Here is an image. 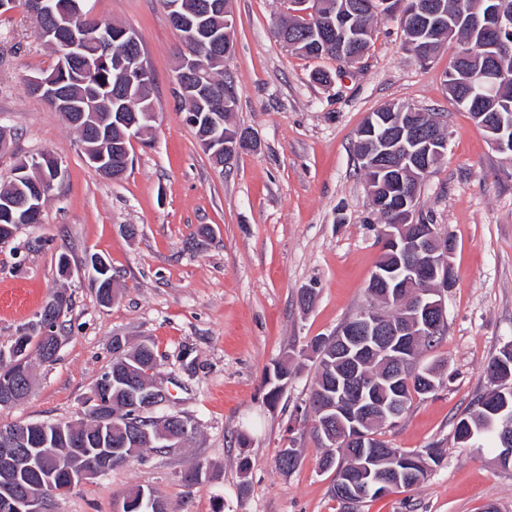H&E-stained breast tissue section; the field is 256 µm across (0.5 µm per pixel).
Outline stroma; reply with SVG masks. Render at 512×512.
<instances>
[{
    "instance_id": "1",
    "label": "stroma",
    "mask_w": 512,
    "mask_h": 512,
    "mask_svg": "<svg viewBox=\"0 0 512 512\" xmlns=\"http://www.w3.org/2000/svg\"><path fill=\"white\" fill-rule=\"evenodd\" d=\"M234 48L232 121L257 135L227 168L212 164L175 97L182 51L162 0H90L96 18L137 33L154 74L152 126L130 148L123 179L86 162L61 114L27 93L26 77L50 70L54 51L37 33L24 0L0 11V177L21 158L51 153L63 177L42 221L21 226L0 248V347L34 320L54 292L71 297L53 362H34L20 404L0 407V426L25 420L77 421L112 363V340L151 339L169 390L165 413L190 417L195 437L144 450L125 465L55 499L53 512H113L133 486L153 489L168 512H341L335 474L299 412L315 376L304 352L371 301L367 286L381 255L379 225L359 170L357 131L369 112L409 104L448 116L444 157L430 170L418 211L452 236L455 285L445 298L447 331L420 363L437 369L438 390L413 398L381 438L408 452L440 449L419 485L363 503L359 512H512V467L497 449L457 443L454 429L489 387L488 361L512 344V161L450 97L443 74L455 45L422 63L407 50L399 14L379 17L363 58L350 67L305 57L280 44L273 22L285 0H229ZM330 73L320 84L315 71ZM208 225L209 237L199 228ZM108 259L117 297L102 305L85 262ZM67 255L72 274L58 272ZM314 291L310 307L299 304ZM287 360L292 377L276 405L264 377ZM296 444L297 467L282 472L280 449ZM252 469L241 476L239 457ZM194 461L209 477L186 487Z\"/></svg>"
}]
</instances>
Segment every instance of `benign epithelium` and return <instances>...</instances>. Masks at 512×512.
I'll return each mask as SVG.
<instances>
[{"mask_svg":"<svg viewBox=\"0 0 512 512\" xmlns=\"http://www.w3.org/2000/svg\"><path fill=\"white\" fill-rule=\"evenodd\" d=\"M492 2L494 6L485 14L472 19L474 27L493 41V44L484 47L485 53L481 55L486 76L485 84L470 91L471 95L480 100L494 93L499 77V58L493 50L497 48V43L501 42L504 34L512 33V0ZM288 4V14L293 17L307 18L311 14H318L317 0H288ZM28 8L35 14L57 12L65 27L69 26L76 11H83L87 19H92V11L87 8L85 0L82 6L76 8L66 0L56 5L50 0H28ZM166 10L175 30L214 52L219 49L224 39L232 38L235 19L227 8L224 9V32L220 34L182 14L175 3H168ZM414 15L420 19V29L426 38H431L436 29V26L431 24V19L440 15V11L429 0H424L415 8ZM112 34L126 39L131 48L123 63L122 81L118 91L112 94V103L99 107L104 117L99 120L98 131L104 132V126L109 123L120 132V138L114 144V151L117 152L121 148L128 149V143L138 138L148 123L154 119V112L152 105L145 104L141 108V116L130 119L119 106L123 92L134 87L142 89L149 85L150 72L141 61V55L136 52L138 37L135 32L121 27L113 29ZM83 52V42L75 37L61 42L58 55L67 57L71 62L80 61L84 69L91 71L94 65ZM474 57L475 49L472 48V43L460 42L456 47V58L451 65L460 72ZM29 82L35 95L60 98L63 100V106L74 112L75 116L81 120L85 118V107L67 98L65 90L61 89V82L57 81V74L33 75L29 77ZM175 84L186 99H192L199 104H210L214 100L215 91L209 85L208 69L200 64L195 56L181 61L175 73ZM362 128L369 130L371 135V155L379 160L400 159V165L390 164L388 169L399 170L402 164L413 163L420 172L416 181L418 186L423 184L430 168L440 160L447 148L446 138L423 139L412 125H400L393 114L378 118L370 113L363 121ZM510 132L512 126L506 128L502 124L486 128L491 144L499 151L505 150V141ZM203 148L215 154L224 153V163L227 165L235 158V143H229L218 135L205 141ZM86 160L103 177L112 180L118 178V175L112 173L111 161L105 148L86 152ZM415 198L416 195L413 193L403 196L398 223L389 224L382 229V246L395 257V263L384 265L374 273L373 283L383 288L381 302L361 309L356 317L334 333L336 353L343 357L344 366L339 372V378L336 379V402L323 408V411L331 413V418L336 421V441L353 440L357 442L364 455L373 447L370 435L365 431L373 414V407L367 398L372 381L359 372V356L367 350L373 351L387 363L388 369L383 380L387 386L394 389V395L389 403L381 406V413L384 418L395 420L402 416L403 402L396 387L409 362L406 356L407 348L416 338L429 336L435 332L446 318L445 295L450 288L448 272L452 271V248L436 246L433 243L432 232L428 230L422 236L410 234V231L416 228V224L420 223ZM427 277L433 279L432 287L423 290L418 300L408 299V288ZM34 326L40 330L41 336L51 338L52 351H58L61 336L57 327L40 316L34 321ZM128 393V402L133 404L143 417L154 414L168 401L165 388L150 379L142 385L131 383ZM498 424L504 439L503 456L511 458L512 415L501 416ZM24 443L25 438L18 429H0V465L4 467V477L0 479V512H50V504L56 498V490L52 483L43 484L42 494L35 499H21L15 493L13 479L10 476L11 465L13 458L24 447ZM96 455L99 467L94 471L74 465L70 457H62L52 448H39L35 453H28V461L29 468L36 471L47 468V462L50 461L53 467L70 471L73 483L81 484L110 469L112 449L101 446L96 449ZM401 475L403 471L397 468L388 472L370 467L362 469L358 479L345 491V495L352 500L371 494L385 495L400 482Z\"/></svg>","mask_w":512,"mask_h":512,"instance_id":"obj_1","label":"benign epithelium"}]
</instances>
